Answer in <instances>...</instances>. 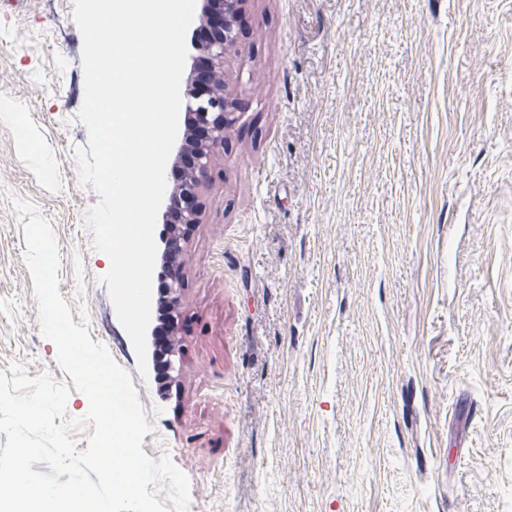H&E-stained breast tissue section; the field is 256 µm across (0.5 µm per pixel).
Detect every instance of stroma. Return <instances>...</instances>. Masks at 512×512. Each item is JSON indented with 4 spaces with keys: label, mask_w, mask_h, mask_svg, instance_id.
<instances>
[{
    "label": "stroma",
    "mask_w": 512,
    "mask_h": 512,
    "mask_svg": "<svg viewBox=\"0 0 512 512\" xmlns=\"http://www.w3.org/2000/svg\"><path fill=\"white\" fill-rule=\"evenodd\" d=\"M73 10L0 0V370L67 378L18 196L188 512H512V0H244L165 390L83 224Z\"/></svg>",
    "instance_id": "obj_1"
}]
</instances>
